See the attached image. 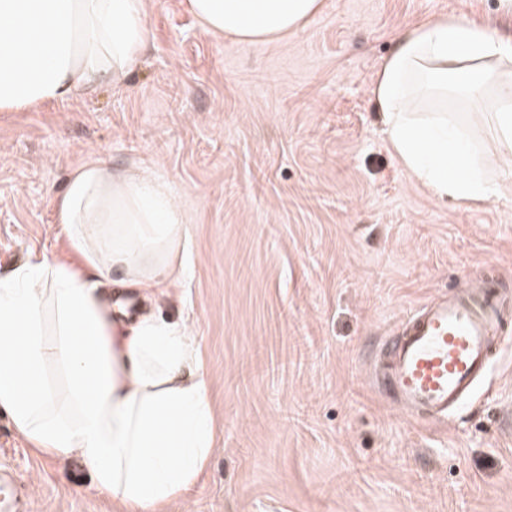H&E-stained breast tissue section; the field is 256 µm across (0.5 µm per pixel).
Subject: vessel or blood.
I'll return each instance as SVG.
<instances>
[{"mask_svg": "<svg viewBox=\"0 0 512 512\" xmlns=\"http://www.w3.org/2000/svg\"><path fill=\"white\" fill-rule=\"evenodd\" d=\"M502 307L490 289L463 286L409 317L388 349L386 385L399 407L437 418L459 407L489 371ZM18 486L0 469V512H21Z\"/></svg>", "mask_w": 512, "mask_h": 512, "instance_id": "vessel-or-blood-1", "label": "vessel or blood"}]
</instances>
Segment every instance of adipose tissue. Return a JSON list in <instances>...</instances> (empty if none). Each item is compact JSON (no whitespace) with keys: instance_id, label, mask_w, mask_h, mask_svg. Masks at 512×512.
<instances>
[{"instance_id":"ef3b65f1","label":"adipose tissue","mask_w":512,"mask_h":512,"mask_svg":"<svg viewBox=\"0 0 512 512\" xmlns=\"http://www.w3.org/2000/svg\"><path fill=\"white\" fill-rule=\"evenodd\" d=\"M202 27L241 42H276L321 13L323 0H188ZM146 44L144 0H0V112L64 102L122 81ZM494 90L500 158L512 157V38L454 15L408 28L372 89L406 170L440 200L494 194L444 112L449 85ZM79 264L47 255L0 274V412L39 455L80 457L124 512H165L195 487L216 447L199 342L186 321L147 311L113 316L108 288L144 300L187 273V228L154 169L104 160L72 172L57 200ZM62 375L57 393L48 368Z\"/></svg>"}]
</instances>
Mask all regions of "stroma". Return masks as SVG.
I'll return each instance as SVG.
<instances>
[{"label": "stroma", "instance_id": "stroma-1", "mask_svg": "<svg viewBox=\"0 0 512 512\" xmlns=\"http://www.w3.org/2000/svg\"><path fill=\"white\" fill-rule=\"evenodd\" d=\"M146 51L122 82L0 112V273L76 260L56 201L96 160L148 165L186 216L187 275L148 308L198 338L216 449L167 512H512V314L489 373L448 420L394 409L386 348L452 287L512 293V164L487 108L448 118L486 201L436 199L383 132L372 88L408 26L453 14L512 34L500 0H324L287 40L203 30L145 0ZM0 465L32 512H123L79 458L33 454L0 413Z\"/></svg>", "mask_w": 512, "mask_h": 512}]
</instances>
